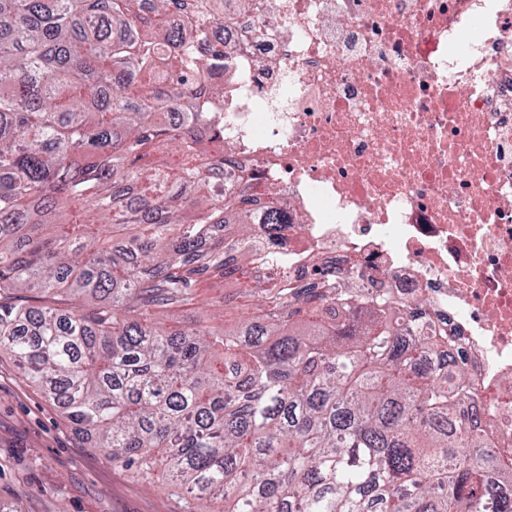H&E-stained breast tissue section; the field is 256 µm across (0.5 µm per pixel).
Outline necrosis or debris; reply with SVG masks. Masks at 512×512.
I'll return each mask as SVG.
<instances>
[{
    "mask_svg": "<svg viewBox=\"0 0 512 512\" xmlns=\"http://www.w3.org/2000/svg\"><path fill=\"white\" fill-rule=\"evenodd\" d=\"M224 178L280 251L423 304L512 447V0H247L224 18Z\"/></svg>",
    "mask_w": 512,
    "mask_h": 512,
    "instance_id": "necrosis-or-debris-1",
    "label": "necrosis or debris"
}]
</instances>
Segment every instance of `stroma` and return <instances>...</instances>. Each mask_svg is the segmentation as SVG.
<instances>
[{
    "label": "stroma",
    "mask_w": 512,
    "mask_h": 512,
    "mask_svg": "<svg viewBox=\"0 0 512 512\" xmlns=\"http://www.w3.org/2000/svg\"><path fill=\"white\" fill-rule=\"evenodd\" d=\"M0 512H182L134 481L63 419L10 361L0 362Z\"/></svg>",
    "instance_id": "1"
}]
</instances>
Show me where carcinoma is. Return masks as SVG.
Segmentation results:
<instances>
[{
    "label": "carcinoma",
    "instance_id": "obj_1",
    "mask_svg": "<svg viewBox=\"0 0 512 512\" xmlns=\"http://www.w3.org/2000/svg\"><path fill=\"white\" fill-rule=\"evenodd\" d=\"M226 2L0 0V357L182 512H512L446 331L224 182ZM211 278L236 324L169 326Z\"/></svg>",
    "mask_w": 512,
    "mask_h": 512
}]
</instances>
